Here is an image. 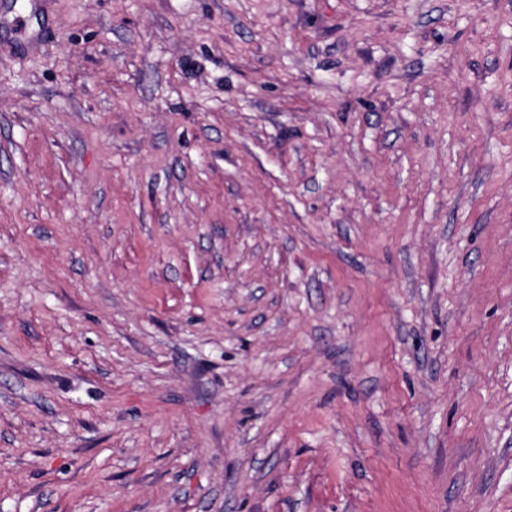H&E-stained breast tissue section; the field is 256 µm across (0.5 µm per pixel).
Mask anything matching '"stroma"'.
Segmentation results:
<instances>
[{"mask_svg":"<svg viewBox=\"0 0 512 512\" xmlns=\"http://www.w3.org/2000/svg\"><path fill=\"white\" fill-rule=\"evenodd\" d=\"M0 512H512V0H0Z\"/></svg>","mask_w":512,"mask_h":512,"instance_id":"1","label":"stroma"}]
</instances>
